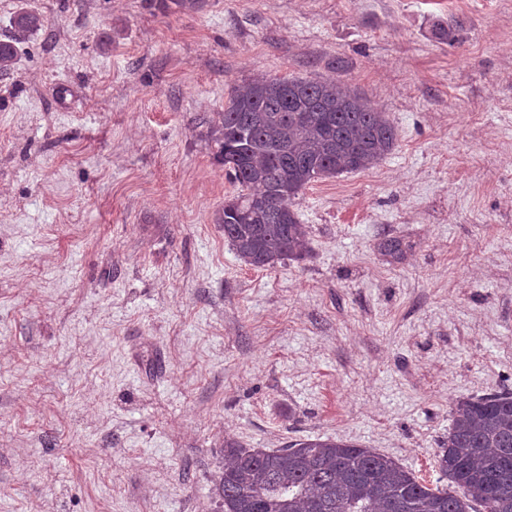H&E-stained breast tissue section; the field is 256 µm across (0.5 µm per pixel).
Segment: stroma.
<instances>
[{
  "label": "stroma",
  "instance_id": "stroma-1",
  "mask_svg": "<svg viewBox=\"0 0 512 512\" xmlns=\"http://www.w3.org/2000/svg\"><path fill=\"white\" fill-rule=\"evenodd\" d=\"M22 7L47 25L0 73V512H221L228 440L447 486L456 403L512 391V0H0V40ZM265 75L357 89L398 139L303 191L308 258L255 269L216 128Z\"/></svg>",
  "mask_w": 512,
  "mask_h": 512
}]
</instances>
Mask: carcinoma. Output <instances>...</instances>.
<instances>
[{
    "label": "carcinoma",
    "instance_id": "1",
    "mask_svg": "<svg viewBox=\"0 0 512 512\" xmlns=\"http://www.w3.org/2000/svg\"><path fill=\"white\" fill-rule=\"evenodd\" d=\"M45 27L19 9L16 37L0 41V71L16 38ZM226 175L237 187L220 223L252 268L303 261L307 231L295 209L306 187L365 170L391 151L394 126L361 94L327 81L257 77L234 88L219 114ZM448 487H430L371 448L300 440L272 451L224 444L215 484L222 512H512V393L458 402L437 455Z\"/></svg>",
    "mask_w": 512,
    "mask_h": 512
}]
</instances>
